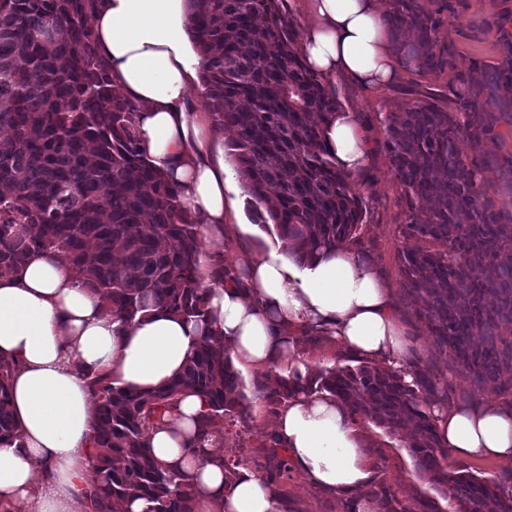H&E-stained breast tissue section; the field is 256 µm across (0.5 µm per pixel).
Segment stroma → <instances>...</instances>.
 <instances>
[{
  "instance_id": "1",
  "label": "stroma",
  "mask_w": 512,
  "mask_h": 512,
  "mask_svg": "<svg viewBox=\"0 0 512 512\" xmlns=\"http://www.w3.org/2000/svg\"><path fill=\"white\" fill-rule=\"evenodd\" d=\"M449 4V10L441 14L438 37L441 42L455 44L459 68L468 69L476 59L493 60L495 34L485 25L495 10L493 0H449ZM429 85V80L403 71L394 85L381 91L369 93L354 88L341 77L336 80L335 90L341 108L356 113L370 139L373 155L372 164L351 178L355 193L367 205L360 241L355 250L361 260L372 265L391 288L415 362L447 379L448 404L456 407L463 405L467 386L449 371L445 358L436 351L424 323L416 318L414 307L403 289L400 252L406 244L407 214L399 201L401 188L384 148L385 131L380 121L382 113L395 111L404 102V89L422 91ZM237 212L244 230L238 237L224 241L225 257H233L244 249L265 253L281 250L282 243L275 229L263 228L247 193H239ZM274 421V415L266 407L252 409L249 423L225 425L224 440L218 443V451L228 457L235 454L247 457L260 455L261 437L273 430ZM362 428L366 434V453L374 468V483L392 486L412 512H446L448 501L443 492L419 477L408 450L401 448L397 439L374 424L366 422ZM280 512H343V506L336 496L313 487L297 472L283 490Z\"/></svg>"
}]
</instances>
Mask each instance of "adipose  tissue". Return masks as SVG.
<instances>
[{"label": "adipose tissue", "instance_id": "1", "mask_svg": "<svg viewBox=\"0 0 512 512\" xmlns=\"http://www.w3.org/2000/svg\"><path fill=\"white\" fill-rule=\"evenodd\" d=\"M192 8V0H100L92 29L113 90L139 106L136 132L151 164L176 186L203 237L220 238L240 186L223 149L213 144L205 112L194 107L200 79ZM303 8L301 52L324 83L342 75L380 90L395 80L401 63L386 0H304ZM326 140L345 172L370 165V145L354 112L338 111ZM235 265L246 276L210 285L213 317L200 326L161 308L123 323L55 253L0 277V359L16 364L10 394L21 436L20 445H0V512H93L87 372L153 390L182 370L204 333L225 347L233 364L263 372L300 361L296 338L311 326L359 358L407 370L410 343L392 294L352 247L308 263L244 251ZM206 411L200 397L183 398L167 424L148 429L154 456L194 484L196 512H279L277 489L254 471L240 469L235 484L225 486L212 442L196 441ZM432 415L442 447L463 458L512 461L511 403L437 407ZM275 429L311 483L355 500L358 512H377L365 438L334 397H294Z\"/></svg>", "mask_w": 512, "mask_h": 512}]
</instances>
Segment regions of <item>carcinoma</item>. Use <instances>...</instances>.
<instances>
[{"instance_id": "obj_1", "label": "carcinoma", "mask_w": 512, "mask_h": 512, "mask_svg": "<svg viewBox=\"0 0 512 512\" xmlns=\"http://www.w3.org/2000/svg\"><path fill=\"white\" fill-rule=\"evenodd\" d=\"M191 33L200 50L204 98L215 124L233 131V162L257 205H265L286 253L299 262L359 240L366 205L336 164L324 132L339 110L336 91L304 62L286 0H194ZM98 0H0V276L47 252L69 261L78 282L131 324L163 308L186 320L211 316L199 268L200 225L181 209L177 190L154 169L135 132L138 106L112 89L88 20ZM387 22L403 67L448 76L387 115L384 148L412 214L400 261L404 290L450 371L470 395L512 399V155L482 142L512 121V9L492 15L493 61L458 69V50L438 45L440 11L424 0H388ZM492 170L496 180L485 182ZM215 284L237 279L224 253L209 256ZM0 359V445L20 440L9 379ZM408 383L352 355L315 372L294 368L254 384V398L279 413L298 394L328 393L352 422L372 423L404 442L420 475L444 491L456 512H512V470L481 477L448 470L432 407L448 390L429 368ZM95 405L97 512L128 498L143 512H195V488L146 446L181 397L207 404L203 438L224 437V421L249 420L248 396L230 357L210 337L195 346L182 373L142 392L106 374L87 375ZM255 469L276 487L294 467L274 433L264 435ZM232 486L243 460L220 458ZM380 512H408L393 488L375 491Z\"/></svg>"}]
</instances>
